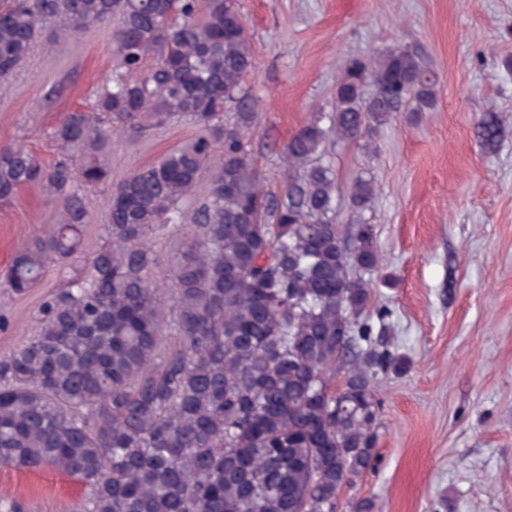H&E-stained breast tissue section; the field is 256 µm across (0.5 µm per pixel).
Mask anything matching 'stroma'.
Returning a JSON list of instances; mask_svg holds the SVG:
<instances>
[{"mask_svg":"<svg viewBox=\"0 0 512 512\" xmlns=\"http://www.w3.org/2000/svg\"><path fill=\"white\" fill-rule=\"evenodd\" d=\"M256 68L247 85L259 102L247 137L267 190L279 192L282 147L315 113L330 111L350 58L390 47L415 51L439 78L434 111L400 112L368 143L326 144L339 186L337 221L371 224L381 256L370 311L387 309L408 368L376 385L382 427L372 470L342 494L374 512H512V0H239ZM114 65L112 30L58 36L47 27L0 88V147L23 143L45 164L56 152L45 131L87 105ZM496 113V151L476 136ZM198 132L185 120L114 131L108 185L87 193L93 220L84 247L50 264L38 288L12 294L14 254L46 233L55 209L27 185L0 206V357L38 327L43 296L78 276L106 241L111 188ZM377 191L364 214L348 190L356 176ZM81 485L52 470L0 468V499L70 512Z\"/></svg>","mask_w":512,"mask_h":512,"instance_id":"stroma-1","label":"stroma"}]
</instances>
